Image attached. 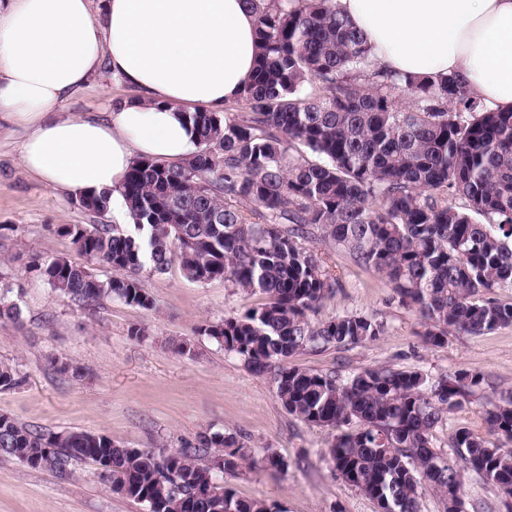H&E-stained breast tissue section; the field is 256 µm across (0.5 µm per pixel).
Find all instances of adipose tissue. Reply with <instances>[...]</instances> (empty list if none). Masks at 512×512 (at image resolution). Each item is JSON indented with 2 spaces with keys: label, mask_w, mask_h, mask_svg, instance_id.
<instances>
[{
  "label": "adipose tissue",
  "mask_w": 512,
  "mask_h": 512,
  "mask_svg": "<svg viewBox=\"0 0 512 512\" xmlns=\"http://www.w3.org/2000/svg\"><path fill=\"white\" fill-rule=\"evenodd\" d=\"M385 68L456 74L487 107L512 110V0H337ZM101 20H94L93 10ZM244 0H0V125L29 176L57 194L120 193L135 158L194 151L190 109L223 111L254 72ZM107 69L134 91L107 112L63 104Z\"/></svg>",
  "instance_id": "adipose-tissue-1"
}]
</instances>
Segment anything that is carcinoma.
I'll return each mask as SVG.
<instances>
[{"mask_svg":"<svg viewBox=\"0 0 512 512\" xmlns=\"http://www.w3.org/2000/svg\"><path fill=\"white\" fill-rule=\"evenodd\" d=\"M257 15L258 60L234 114L186 113L195 151L169 163L139 157L122 184L135 233L108 224L66 231L88 264L31 261L28 271L78 306L117 298L145 310L155 301L140 273L174 263L204 283L222 278L265 300L242 316L196 328L256 375L273 373L286 412L337 430L322 453L333 471L391 512H420L423 485L445 512H464L460 468L512 497V391H491L487 435L466 427L434 449L432 430L487 385L477 371L433 376L367 366L321 373L283 361L310 348H346L386 333L362 313L313 321L336 281L310 243L329 242L380 274L398 302L422 318L424 344L450 334L512 327V112L485 106L456 75L433 80L380 67L336 0H247ZM407 96L412 107L398 105ZM79 205L107 211L104 195ZM259 214L263 223L249 222ZM99 264L119 276L102 277ZM0 283V319L16 320ZM0 362V389L20 386ZM0 455L28 468L105 471L111 491L146 512H271L219 485L249 458L232 434H207L168 452L125 448L108 435L27 427L0 414Z\"/></svg>","mask_w":512,"mask_h":512,"instance_id":"carcinoma-1","label":"carcinoma"}]
</instances>
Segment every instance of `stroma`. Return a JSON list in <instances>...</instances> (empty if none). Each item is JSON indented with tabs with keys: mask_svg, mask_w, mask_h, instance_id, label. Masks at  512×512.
<instances>
[{
	"mask_svg": "<svg viewBox=\"0 0 512 512\" xmlns=\"http://www.w3.org/2000/svg\"><path fill=\"white\" fill-rule=\"evenodd\" d=\"M131 88L100 74L62 106L76 114L102 112L112 101L132 96ZM127 222L84 210L76 196L58 195L28 178L20 164V143L0 130V276L9 282L20 309L18 320H0V361L23 378L17 388L0 389V414L31 427L83 430L108 435L127 448L177 451L200 433L232 434L251 452L252 462L224 484L241 499H262L280 512H377L375 501L334 474L321 453L332 442L331 428L308 425L288 415L270 376L250 372L234 354L198 335L197 326L239 316L264 301L224 279H186L178 266L140 279L156 307L147 311L120 300L79 307L29 275L33 257H83L67 226ZM317 252L339 286L317 317L365 313L383 321L379 340L348 350L300 351L291 367L328 372L366 366L422 369L432 375L461 369L483 373L489 382L512 387V327L481 336L449 337L426 346L416 313L403 308L385 279L354 264L331 244ZM147 335L131 337L132 327ZM188 343L189 353L178 352ZM83 368L80 378L60 373L53 360ZM272 450L288 463L268 471L262 457ZM466 512H512L498 490L462 469ZM0 512H145L143 505L112 493L93 464L76 465L61 477L0 457Z\"/></svg>",
	"mask_w": 512,
	"mask_h": 512,
	"instance_id": "1",
	"label": "stroma"
}]
</instances>
